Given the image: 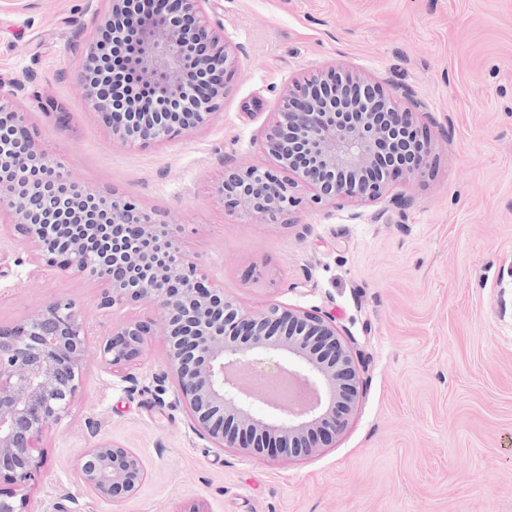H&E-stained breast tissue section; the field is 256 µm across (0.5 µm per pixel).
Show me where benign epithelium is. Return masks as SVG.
<instances>
[{
	"label": "benign epithelium",
	"instance_id": "benign-epithelium-1",
	"mask_svg": "<svg viewBox=\"0 0 512 512\" xmlns=\"http://www.w3.org/2000/svg\"><path fill=\"white\" fill-rule=\"evenodd\" d=\"M97 37L75 75L91 110L123 145H147L185 136L207 124L224 105L234 60L226 41L202 18L208 0H107ZM136 46L120 54L129 100L117 85L96 75L106 38ZM0 116L11 133L0 135V170L35 168L73 185L71 174L42 151L27 119L0 97ZM264 148L276 161L269 168L224 164L218 193L232 214L269 222L303 203L341 206L382 198L391 185L422 177L430 145L416 113L401 109L394 93L367 77L334 67L288 86L264 132ZM297 179L291 180L288 173ZM44 183L25 186L0 178V212L52 268L93 282L100 307L145 305L158 318L112 324L101 344L112 365L138 358L148 336L166 346L165 376L190 416L195 433L219 449L253 459L311 457L331 445L349 425L360 397V380L347 330L327 311L284 309L269 304L242 308L188 261L166 225L135 201L112 199V260L106 264L93 242L99 225L86 218L68 224L63 255L50 253L58 239L50 214L36 217L31 201L45 196ZM91 327L70 298H54L9 323L0 322V478L16 490L0 494V512H32L26 489L39 468L35 452L44 431L67 413L79 385ZM249 378H296L304 401L285 407ZM271 410L254 411L257 400ZM83 487L119 502L134 495L147 477L139 454L113 441H97L77 459Z\"/></svg>",
	"mask_w": 512,
	"mask_h": 512
}]
</instances>
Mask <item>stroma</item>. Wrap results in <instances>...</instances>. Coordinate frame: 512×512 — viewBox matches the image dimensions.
I'll list each match as a JSON object with an SVG mask.
<instances>
[{
	"instance_id": "1",
	"label": "stroma",
	"mask_w": 512,
	"mask_h": 512,
	"mask_svg": "<svg viewBox=\"0 0 512 512\" xmlns=\"http://www.w3.org/2000/svg\"><path fill=\"white\" fill-rule=\"evenodd\" d=\"M106 8L0 0V94L81 185L135 199L245 309L335 312L364 392L317 456L214 448L160 386L161 337L126 365L100 356L98 331L152 309L100 308L93 283L35 264L0 223V320L67 296L95 331L68 416L39 443L33 512H512V0H207L204 19L236 60L224 106L149 146L113 141L74 77ZM330 66L420 102L426 175L336 208L301 186L307 204L285 222L225 211V164L272 165L262 140L285 87ZM99 439L136 449L147 470L123 502L77 482L80 451Z\"/></svg>"
}]
</instances>
